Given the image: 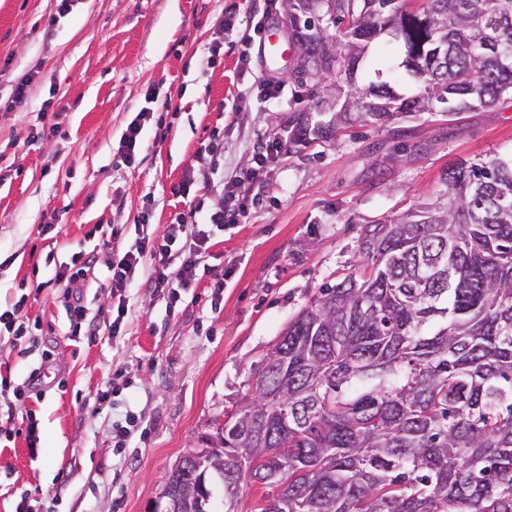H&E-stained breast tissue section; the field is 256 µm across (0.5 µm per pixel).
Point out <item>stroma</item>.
I'll return each mask as SVG.
<instances>
[{
	"instance_id": "stroma-1",
	"label": "stroma",
	"mask_w": 512,
	"mask_h": 512,
	"mask_svg": "<svg viewBox=\"0 0 512 512\" xmlns=\"http://www.w3.org/2000/svg\"><path fill=\"white\" fill-rule=\"evenodd\" d=\"M284 18L266 0H72L63 15L56 0H0V302L23 301L39 327L0 342V373L23 383L43 350L53 354L40 399L26 403L40 421L39 447L0 435V512H13L24 492L38 512H150L171 467L244 396L253 362L322 284L356 269L364 225L444 202L442 175L456 161L512 152L507 97L289 145L298 96L326 91L299 87ZM268 41L284 56L272 57ZM402 57L400 42L382 35L358 86L380 72L412 91ZM26 76L32 92L14 102ZM264 79L285 81V95L264 102ZM144 108L155 118L130 164L119 140ZM49 126L54 135L37 139ZM261 140L283 148L239 186L246 215L214 237L203 278L176 302L132 283L124 333L111 335L110 239L132 245L148 201L158 237L173 213L212 208L221 196L199 174V150L213 145L230 181L254 168ZM182 184L189 195H173ZM44 224L53 232L41 234ZM78 252L95 257L82 292L100 324L91 338L69 335L65 288L54 279ZM129 411L137 427L120 446L112 427Z\"/></svg>"
}]
</instances>
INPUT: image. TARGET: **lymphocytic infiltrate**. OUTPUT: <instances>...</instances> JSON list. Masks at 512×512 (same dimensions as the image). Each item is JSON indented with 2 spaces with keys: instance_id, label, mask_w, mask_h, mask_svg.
<instances>
[{
  "instance_id": "1",
  "label": "lymphocytic infiltrate",
  "mask_w": 512,
  "mask_h": 512,
  "mask_svg": "<svg viewBox=\"0 0 512 512\" xmlns=\"http://www.w3.org/2000/svg\"><path fill=\"white\" fill-rule=\"evenodd\" d=\"M245 206H218L210 210L208 221L196 223L195 211L178 212L172 217L163 236L149 233L152 213L143 210L138 223L140 231L134 244L127 249H115L110 266L114 288H124L141 268H148L151 288L167 292L170 299H178L181 291L196 284L200 277L201 257L208 250L217 231L225 225L238 223L244 217ZM88 260L83 253L73 255L70 265L61 267L56 281L67 288L70 309V333L80 335L88 325V314L82 304V268Z\"/></svg>"
}]
</instances>
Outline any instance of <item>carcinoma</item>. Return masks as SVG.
Segmentation results:
<instances>
[{"instance_id":"cac0c4a2","label":"carcinoma","mask_w":512,"mask_h":512,"mask_svg":"<svg viewBox=\"0 0 512 512\" xmlns=\"http://www.w3.org/2000/svg\"><path fill=\"white\" fill-rule=\"evenodd\" d=\"M292 19L300 84L340 109L289 123L288 142L330 141L340 122L489 108L512 93V0H304ZM335 32H330V29ZM404 47L409 95L356 85L368 45ZM445 205L358 239L362 272L326 283L288 322L224 413V512L244 474L281 492L257 512H512V154L460 161Z\"/></svg>"}]
</instances>
